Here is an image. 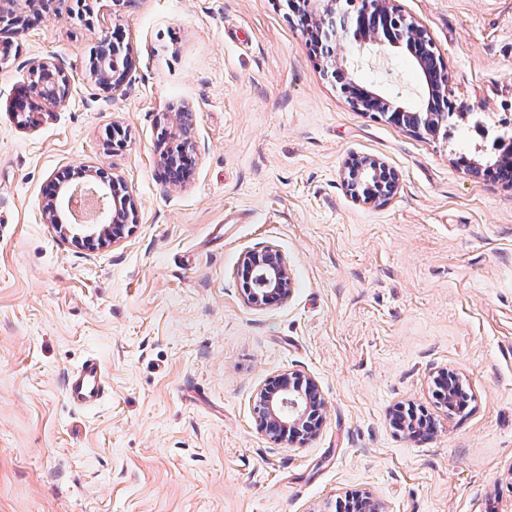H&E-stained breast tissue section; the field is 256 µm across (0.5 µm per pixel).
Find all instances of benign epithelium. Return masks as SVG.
Wrapping results in <instances>:
<instances>
[{"label":"benign epithelium","instance_id":"obj_1","mask_svg":"<svg viewBox=\"0 0 512 512\" xmlns=\"http://www.w3.org/2000/svg\"><path fill=\"white\" fill-rule=\"evenodd\" d=\"M309 17L321 26L329 54L326 55V72L343 73L348 56L366 49L382 50L388 46L406 45L411 61L427 85L428 100L423 109L409 110L396 104L374 90L344 78L339 89L350 106L358 112H375L388 121L409 129L419 136L428 132L433 113L444 111L443 97L447 95V70L432 79L421 66L423 52L437 53L427 31L416 21L401 12L395 0H305ZM126 64L125 50L112 48V62L95 60L92 75L103 90L110 92L123 82ZM72 80L65 71L51 62H42L32 68L30 82L22 104L28 97H41L50 105L64 102L71 90ZM191 113L182 109L175 114L171 128H161L164 166L171 172L190 161L196 155L195 145L180 140L178 131ZM348 195L366 204H386L399 186L397 172L384 162L370 156H355L348 163L343 176ZM112 192L104 186L76 184L65 191L56 190L44 209L49 221H54L58 206L65 203L76 208L78 200L91 194L96 198L97 211L92 224H58L60 236L76 245L87 246L94 241L123 237L126 224L134 219L136 204L125 183L112 178ZM241 265L248 277L245 285L246 302L263 307L283 302L291 294L293 281L288 263L277 249L266 246L243 253ZM448 412L464 411L468 395L451 382L443 384L440 395ZM326 413V402L317 383L294 372H283L256 392V421L258 428L271 439H296L312 436Z\"/></svg>","mask_w":512,"mask_h":512}]
</instances>
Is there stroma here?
<instances>
[{"label": "stroma", "instance_id": "obj_1", "mask_svg": "<svg viewBox=\"0 0 512 512\" xmlns=\"http://www.w3.org/2000/svg\"><path fill=\"white\" fill-rule=\"evenodd\" d=\"M398 5L470 109L447 136L351 108L286 0H90L82 19L24 0L0 24V512H336L359 491L383 512H512V185L460 162L493 160L512 119V0ZM113 34L131 53L106 92L90 66ZM44 61L71 94L26 122L11 104ZM349 64L423 99L402 49ZM181 108L198 151L175 183L159 123ZM356 155L398 173L386 205L347 194ZM82 168L136 201L117 243L79 248L45 220L50 182ZM267 245L294 291L252 307L239 257ZM91 355L111 391L77 408L65 378ZM442 369L466 412L437 403ZM284 371L327 403L302 443L256 427L255 393ZM409 404L430 437L392 427Z\"/></svg>", "mask_w": 512, "mask_h": 512}]
</instances>
